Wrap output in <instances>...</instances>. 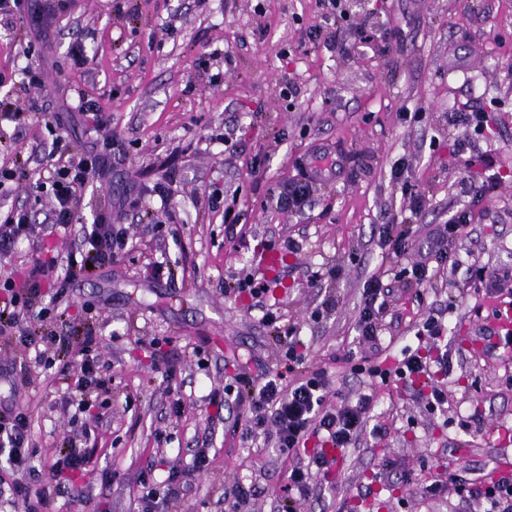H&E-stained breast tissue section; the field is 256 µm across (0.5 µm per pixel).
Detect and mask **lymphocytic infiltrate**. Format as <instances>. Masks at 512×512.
<instances>
[{
  "mask_svg": "<svg viewBox=\"0 0 512 512\" xmlns=\"http://www.w3.org/2000/svg\"><path fill=\"white\" fill-rule=\"evenodd\" d=\"M27 14L37 22L38 42H46L48 23L56 15L53 0H0V17L12 18ZM40 166L50 169L49 183L53 207L48 217L52 232L70 236L71 242L63 260L48 258L36 260L22 278L0 280V299L5 308L0 311V339L18 348L22 356L13 362L12 373L20 384H30L40 372L52 369L65 361L71 348L81 355L80 371L66 406L84 411L92 397L111 392V380L103 376L100 358L96 352L94 331H87L80 343L70 337L49 331L48 325L57 321L60 313L56 303L66 297L73 282L89 269L112 265L129 242L128 229L113 220L111 214H99L90 224H80L78 211L84 195L93 181L106 179L111 171L110 154L102 149L96 152L72 151L64 137H56L52 149L39 160ZM472 215L470 211L456 212L448 223L438 225L432 232L428 250L416 252L415 244L401 225H379L378 238L382 250L397 257H409L403 275L416 284L433 283L447 272L464 270L468 279L484 283L486 267L463 264L453 245L467 237ZM33 229L30 210L14 205L0 220V260L11 258L19 241L30 236ZM54 288V306L42 305L44 287ZM235 292L250 294L262 313L264 324L274 327L283 361L304 365L302 376L291 384H283L280 375H267L263 382H255L247 374H236L232 383L225 385L224 393L234 396L237 405L246 412L245 432L253 439L269 437L271 447L280 454L295 458L288 475L286 496L289 504L306 500L317 476L328 475L336 461L337 452L351 447L361 437L366 416L373 402L365 394L356 403L333 400L326 372L307 365L304 354L294 340V331L281 328V310L268 299L269 287L261 279L247 275L238 279ZM393 293L383 275L374 274L363 284L356 332L360 343L377 344L386 328L389 299ZM439 366L443 373L453 369L447 353L428 361L421 354H408L395 366H382L376 361L353 364L352 373L380 379L391 378L427 380V391L419 392L430 410L443 409L448 394L431 384V368ZM90 430L74 426L67 437L66 449L57 451L53 464L60 473H82L92 456L88 446ZM33 445L30 434V416L21 404H12L0 412V497L9 496L15 512H52L48 486L38 485V476L30 465L29 450ZM210 463L207 449H196L191 465H169L163 480L142 483L140 512H158L159 508L177 502L192 490L196 474L206 470ZM453 495L464 501L483 505V512H512V471L492 477L459 479L451 486Z\"/></svg>",
  "mask_w": 512,
  "mask_h": 512,
  "instance_id": "lymphocytic-infiltrate-1",
  "label": "lymphocytic infiltrate"
}]
</instances>
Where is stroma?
I'll return each instance as SVG.
<instances>
[{
    "mask_svg": "<svg viewBox=\"0 0 512 512\" xmlns=\"http://www.w3.org/2000/svg\"><path fill=\"white\" fill-rule=\"evenodd\" d=\"M346 9L342 29L352 49L342 54L311 37L323 24L320 0H66L49 28L45 92L21 84L31 18H14L12 34L0 36V97L29 114L19 131L0 123V164L51 149L57 132L48 119L57 101L83 98L101 108L112 133V180L88 188L83 223L135 186L147 191L144 208L164 205L172 217L155 230L129 212L132 245L111 267L79 279L64 300L68 312L56 332L77 339L84 323L94 325L112 392L87 472L55 498L56 512H138L148 465L189 464L205 441L209 466L170 512H229L238 482L256 488L248 512H280L291 459L243 441L239 407L208 403L243 371H281L289 382L301 374L284 371L260 311L232 291L248 272L264 274L308 364L327 372L339 398L376 396L368 424L381 426V435L363 433L339 454L329 481L314 485L297 512H479L455 497L423 495L418 485H391L389 463L430 482L466 468L512 466V349L490 343L502 303L464 272L432 286L401 279L387 316L391 362L405 349L428 352L418 330L428 315L443 318L453 372L432 379L447 389V409L429 411L407 382L373 386L350 372L370 353L355 332L364 281L408 263L378 245L376 226L386 216L404 221L422 245L434 225L473 209L472 232L457 246L461 259L512 265V0H347ZM365 20L377 33L369 44L355 31ZM75 45L86 63L71 59ZM218 72L223 80L212 84ZM457 112L487 113L489 125L472 131L453 121ZM229 125L232 146L224 142ZM316 145L342 155L344 168L314 183L304 214L280 211L268 188L299 180ZM398 160L426 200L415 217L391 180ZM491 173L495 191L475 204ZM157 185L168 188V202L151 194ZM215 185L224 191L217 207L207 197ZM10 201L26 204L36 227L0 260V278L69 246L46 227V190L25 181ZM228 206L242 214L232 239L224 232ZM278 237L303 248H264ZM159 256L171 275L148 282L143 267ZM170 364L178 372L168 381ZM74 379L58 365L17 396L30 408L31 463L45 474L70 428L63 401ZM464 420L469 428H461Z\"/></svg>",
    "mask_w": 512,
    "mask_h": 512,
    "instance_id": "1",
    "label": "stroma"
}]
</instances>
